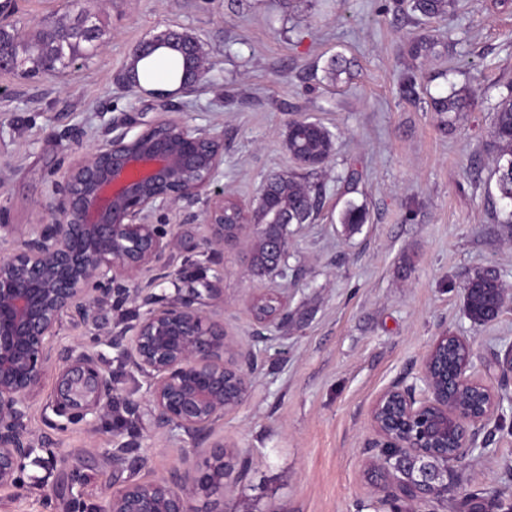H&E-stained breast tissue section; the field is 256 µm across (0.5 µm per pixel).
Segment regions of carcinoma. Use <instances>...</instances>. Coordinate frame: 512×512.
<instances>
[{"label": "carcinoma", "mask_w": 512, "mask_h": 512, "mask_svg": "<svg viewBox=\"0 0 512 512\" xmlns=\"http://www.w3.org/2000/svg\"><path fill=\"white\" fill-rule=\"evenodd\" d=\"M449 0H410L409 8L423 18H440L447 13ZM91 16L88 0H70L69 10L50 21L33 25H7L14 53L12 72L22 76L37 74L54 76L65 72L79 60L91 58L97 51L105 31L98 18L92 16L93 30L87 31L83 18ZM434 40L416 38L410 42L407 54L413 60L427 56ZM167 53L170 74L179 79L180 87L193 80L201 49L195 38L181 32L173 37L161 34L155 40L133 53V62L151 60L159 51ZM470 93L465 89L452 90L445 96L430 99V109L439 115L464 111L469 105ZM492 147L495 151L493 176L500 199L512 196V169L502 170L505 162L512 163V85L500 94L493 112L491 126ZM286 147L299 167L313 172L322 167L335 150V136L321 123L308 119L294 120L288 126ZM274 183L263 190L255 208L249 210L256 232L252 246L251 268L256 272L271 271L268 266L269 238L281 233V228L270 223L273 214H286L294 224H304L313 218L320 205L319 195L295 173L273 176ZM367 211L362 205L347 202L340 222L349 232H355L366 223ZM499 275L493 269L474 272L464 285V312L475 324L491 321V299L503 304L498 288ZM469 512H512V503L501 499L485 500L477 495L466 498Z\"/></svg>", "instance_id": "cac0c4a2"}]
</instances>
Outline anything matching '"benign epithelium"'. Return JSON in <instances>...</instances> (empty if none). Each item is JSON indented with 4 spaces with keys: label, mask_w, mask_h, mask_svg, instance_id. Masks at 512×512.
<instances>
[{
    "label": "benign epithelium",
    "mask_w": 512,
    "mask_h": 512,
    "mask_svg": "<svg viewBox=\"0 0 512 512\" xmlns=\"http://www.w3.org/2000/svg\"><path fill=\"white\" fill-rule=\"evenodd\" d=\"M224 161V142L177 117L147 123L135 136L110 127L90 152L72 160L51 182L52 203L36 223L9 224L0 211V242L14 247L0 257V489H41L25 483V461L46 468L53 462L33 457L46 437L26 428L30 398L48 371L59 369L53 408L92 425L110 412L112 378L100 344L116 351L143 377L156 429L206 434L224 410L240 406L250 381L234 343L224 332V289L208 279L200 263L171 270L180 245L178 233L151 222L153 214L180 202L202 205L210 235L201 243L209 263L224 259V210L239 221L238 237L252 225L247 207L224 195L216 177ZM271 265L288 262V239L269 244ZM156 270L158 284L173 291L132 288L138 273ZM278 319L285 304L265 296ZM137 307L128 322L101 318L106 309ZM92 330L89 341L61 346L64 325ZM473 346L453 333L437 337L412 383L393 385L373 400L369 417L381 449L371 472L383 479L399 471L394 486L408 501L442 505L448 501V461L465 448L485 449L479 427L499 411L503 397L475 376ZM480 394L482 403L456 401L458 392ZM136 442L113 444L105 453L136 468ZM193 463L182 473L150 480L132 477L108 487L97 512H220L238 478V454L218 442L192 449Z\"/></svg>",
    "instance_id": "benign-epithelium-1"
}]
</instances>
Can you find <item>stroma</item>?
<instances>
[{
    "label": "stroma",
    "mask_w": 512,
    "mask_h": 512,
    "mask_svg": "<svg viewBox=\"0 0 512 512\" xmlns=\"http://www.w3.org/2000/svg\"><path fill=\"white\" fill-rule=\"evenodd\" d=\"M388 3L94 0L106 37L92 59L54 77L0 71V209L12 224L34 223L52 181L112 124L136 134L140 118L178 117L220 135L218 183L249 206L268 177L296 169L285 147L289 122L318 121L337 137L329 162L306 177L322 204L310 223L289 225L285 274L251 275L247 241L224 249V330L247 356L251 378L243 405L205 436L162 435L141 377L107 348L113 409L91 427L49 407L56 374L48 372L27 427L49 436L39 455L58 462L44 491L0 490V512H94L106 486L184 471L185 450L218 439L243 462L224 512H371L393 489L375 486L366 465L376 454L370 403L411 383L446 331L472 341L479 377L512 399V377L498 365L512 347V302L481 326L463 309V286L482 269L495 270L512 299V225L490 150L493 108L512 83V0H454L446 16L424 24ZM169 29L197 38L204 79L172 93L158 69L129 86L133 48ZM420 33L436 45L414 63L403 48ZM337 57L348 69L334 76ZM413 63L422 75L416 102L401 93ZM454 87L468 88L471 102L447 126L428 102ZM351 167L361 177L348 191L341 178ZM350 201L368 211L353 234L340 222ZM199 211L183 206L152 218L176 227L177 259L196 257L209 233ZM263 294L286 302L287 320H256L251 302ZM130 400L140 415L123 426L119 410ZM480 437L487 453L468 450L449 463L441 512H464L472 492L512 495V408ZM118 440L140 443L137 470L106 455Z\"/></svg>",
    "instance_id": "stroma-1"
}]
</instances>
